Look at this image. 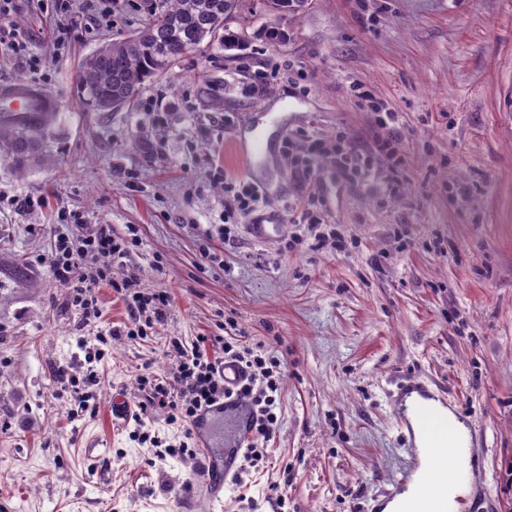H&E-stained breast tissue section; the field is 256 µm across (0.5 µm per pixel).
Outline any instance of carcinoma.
<instances>
[{
    "instance_id": "1",
    "label": "carcinoma",
    "mask_w": 512,
    "mask_h": 512,
    "mask_svg": "<svg viewBox=\"0 0 512 512\" xmlns=\"http://www.w3.org/2000/svg\"><path fill=\"white\" fill-rule=\"evenodd\" d=\"M237 0H158L132 36L100 46L77 75L86 101L101 112L134 106L148 80L183 61L204 40L233 44L227 29ZM56 112H0V156L22 173L47 161L46 140Z\"/></svg>"
}]
</instances>
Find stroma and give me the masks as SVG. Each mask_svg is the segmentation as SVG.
I'll return each instance as SVG.
<instances>
[{
	"label": "stroma",
	"mask_w": 512,
	"mask_h": 512,
	"mask_svg": "<svg viewBox=\"0 0 512 512\" xmlns=\"http://www.w3.org/2000/svg\"><path fill=\"white\" fill-rule=\"evenodd\" d=\"M76 0L70 46L54 47L52 0H16L29 70L0 54V84L26 81L60 114L50 159L25 174L0 158V512H383L410 464L411 438L392 393L402 381L442 388L477 459L460 512H512V0H312L297 13L239 0L232 48L202 45L146 82L135 105L96 111L83 98V59L137 31L155 0ZM267 73L255 93L242 63ZM371 88L402 119L399 192L337 180L338 132L372 145L376 115L350 97ZM270 135L267 165L231 161L237 134ZM324 151L316 182L325 225L291 223L293 156ZM265 189L260 208L224 221L228 187ZM24 198L33 208L21 207ZM140 238L128 264L169 310L130 337L123 301L96 288L107 343L83 328L44 258L53 236H78L63 211ZM273 225L261 238L255 227ZM334 232L351 242L289 248ZM223 257L206 261L203 248ZM283 361L278 422L258 445L267 463L207 497L203 456L160 455L183 430L149 413L111 423L112 398L144 399L136 374L172 371L170 337L208 357L226 338ZM96 374L95 413L58 391L57 368Z\"/></svg>",
	"instance_id": "stroma-1"
}]
</instances>
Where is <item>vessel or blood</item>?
I'll return each mask as SVG.
<instances>
[{
	"label": "vessel or blood",
	"instance_id": "vessel-or-blood-1",
	"mask_svg": "<svg viewBox=\"0 0 512 512\" xmlns=\"http://www.w3.org/2000/svg\"><path fill=\"white\" fill-rule=\"evenodd\" d=\"M52 100L33 85L12 82L0 85V112H41L52 107ZM269 139L266 132L253 131L248 140L234 144L233 152L245 166H253L266 158ZM441 395L416 382L402 385L396 406L402 414L408 431H419L427 441L416 455L432 463L430 480L422 484L409 512H448V491L452 486L473 478V457L466 439L458 437L448 420L431 411V403ZM230 410L238 411V439L233 446L220 448L211 441H203L202 452L207 461L204 469L208 497L212 503L224 501V491L232 485L241 467L243 440L250 423V412L244 401L231 397L203 410L194 428L203 432L212 416Z\"/></svg>",
	"mask_w": 512,
	"mask_h": 512
}]
</instances>
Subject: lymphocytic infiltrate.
<instances>
[{"label": "lymphocytic infiltrate", "mask_w": 512, "mask_h": 512, "mask_svg": "<svg viewBox=\"0 0 512 512\" xmlns=\"http://www.w3.org/2000/svg\"><path fill=\"white\" fill-rule=\"evenodd\" d=\"M350 90L360 105L377 112L379 132L375 147L369 153L347 145L345 134H338L336 177L341 181L378 183L385 192H396L403 170L399 149L402 131L398 115L383 111L374 93L364 84H352ZM376 155L389 159L387 172H379L374 167L372 158ZM70 221L81 226L83 233L80 239L55 235L46 262L56 281L69 289L72 307L84 325L95 326L101 311L94 290L100 284H109L126 302L129 316L126 334L145 335L148 328L166 316L170 301L166 293L137 290L138 275L126 266L134 240L113 237L108 225L85 223L77 214L71 215ZM116 266L124 269L118 278L112 275ZM171 351L179 360L176 371L166 377L142 374L136 379L145 394L140 406L141 415L163 409L172 423L190 429L202 409L218 404L227 396L220 364L222 359L228 358L238 362L249 377L237 393L252 406V438H263L270 433L277 422L276 396L284 377L280 361L266 358L235 341L225 342L222 358L213 360L200 352H184L176 343L172 344Z\"/></svg>", "instance_id": "obj_1"}]
</instances>
